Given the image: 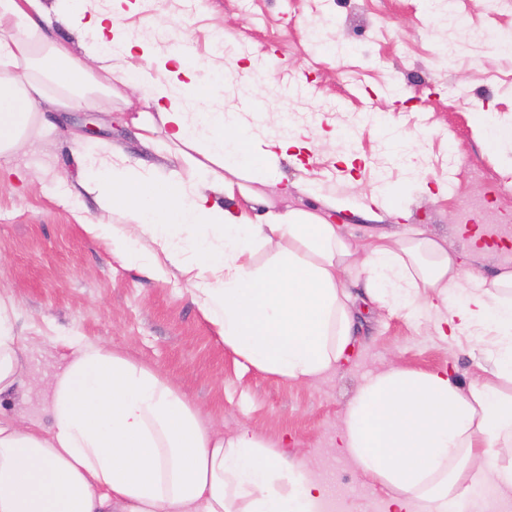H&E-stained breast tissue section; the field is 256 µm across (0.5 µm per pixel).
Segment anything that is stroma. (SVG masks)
Segmentation results:
<instances>
[{
  "instance_id": "stroma-1",
  "label": "stroma",
  "mask_w": 512,
  "mask_h": 512,
  "mask_svg": "<svg viewBox=\"0 0 512 512\" xmlns=\"http://www.w3.org/2000/svg\"><path fill=\"white\" fill-rule=\"evenodd\" d=\"M451 8L455 28L427 0H127L117 22L120 34L161 51L180 46L199 80L222 74L211 110L235 113L254 137L304 134L298 163L282 162L250 189L282 209L320 211L336 200L355 243L418 227L461 250L466 227L489 231V212L512 222V143L488 146L494 128L512 125V53L495 48L512 36V4L493 15L479 0H452ZM450 41L452 58L442 53ZM57 91L48 84L49 98ZM49 98L37 105L48 126L11 159L17 174L0 179V296L17 304L27 351L26 389L0 397V416L49 428L66 341L81 335L162 371L215 428L247 427L273 444L288 438L331 485L339 512H384L386 488L339 447L351 401L395 361L449 369L463 387L487 377L491 364L476 340L441 339L429 314L379 308L354 286L352 354L336 370L301 383L240 365L179 273L154 276L114 258L109 241L83 225L110 223L111 214L89 196L73 210L57 183L61 174L77 179L78 148L67 133L89 120L96 140L159 174L197 184L195 165L144 142L137 107L120 98L90 114L57 111ZM380 114L407 135V163L392 155ZM386 187L396 199L382 197ZM373 197L380 205L366 211Z\"/></svg>"
}]
</instances>
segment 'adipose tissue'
<instances>
[{
  "mask_svg": "<svg viewBox=\"0 0 512 512\" xmlns=\"http://www.w3.org/2000/svg\"><path fill=\"white\" fill-rule=\"evenodd\" d=\"M85 2L0 0V157L38 135L44 77L56 80L65 109L140 92L153 105L137 119L143 139L199 151L204 182L187 187L73 133L78 193L114 217L87 231L109 238L125 264L178 272L226 349L287 379L308 381L342 360L353 323L347 273L364 277L380 307H428L440 335L487 331L490 377L463 389L448 372L392 365L360 387L340 444L389 487L385 512H415L419 502L455 512L488 480L512 491V268L474 276L417 228L357 248L316 212L270 204L253 222L220 207L209 194L234 197L228 173L263 181L301 147L299 136L260 139L235 115L208 111L213 84L196 82L177 53L119 37L115 14L88 12ZM56 22L92 33L84 56L53 38ZM135 52L144 65L127 70L121 59ZM68 346L51 430L0 420V512H321L329 488L302 459L250 430L207 425L166 376L129 355L82 336ZM23 355L15 304L0 297V395L22 389Z\"/></svg>",
  "mask_w": 512,
  "mask_h": 512,
  "instance_id": "adipose-tissue-1",
  "label": "adipose tissue"
}]
</instances>
